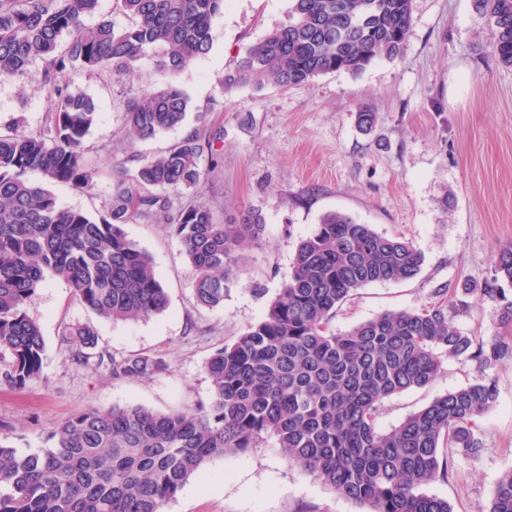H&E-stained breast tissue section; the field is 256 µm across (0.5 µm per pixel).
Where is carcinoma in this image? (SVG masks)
Here are the masks:
<instances>
[{"instance_id": "1", "label": "carcinoma", "mask_w": 512, "mask_h": 512, "mask_svg": "<svg viewBox=\"0 0 512 512\" xmlns=\"http://www.w3.org/2000/svg\"><path fill=\"white\" fill-rule=\"evenodd\" d=\"M491 24V48L512 67V0H472ZM129 19L117 28L94 26L98 0H0V79L24 76L47 61L54 95L49 137L17 128L0 133V386L22 387L42 377L47 360L40 325L27 313L46 277L66 280L80 304L114 321L162 314L168 297L151 255L128 239L123 224L137 215L168 224L193 270L194 294L206 307L224 302L238 250L262 223L219 224L203 204L171 215L166 200L119 181L112 207L90 217L65 209L48 188L92 185L83 142L97 105L73 87L79 69L126 74L147 50L159 56L161 86L128 103L131 138L145 140L181 126L189 99L174 76L207 55L212 21L224 0H117ZM413 27V0H291L288 20L270 29L224 75L228 88L269 83L308 84L343 72L357 75L381 59L403 56ZM202 147L191 135L140 165L135 180L162 189L200 184ZM39 171L44 182L28 179ZM421 255L399 239L332 211L295 251L292 272L265 318L205 364L206 404L158 412L140 404L89 407L59 424L50 445L20 452L0 442V512H163L204 465L218 456L276 438L288 461L369 512H452L424 491L446 479L460 459L480 451L475 421L497 400L484 377L447 392L382 433L380 404L431 384L444 359L466 355L486 369L512 361V336L485 340L465 334L448 314L446 298L419 310L388 311L338 333L336 309L358 289L414 278ZM512 247L497 252L484 292L503 301L512 323ZM72 357L109 362L115 378H146L162 361H116L92 353L88 324L69 330ZM490 512H512V470L497 482Z\"/></svg>"}]
</instances>
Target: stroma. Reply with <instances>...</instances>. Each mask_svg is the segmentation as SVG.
<instances>
[{"mask_svg": "<svg viewBox=\"0 0 512 512\" xmlns=\"http://www.w3.org/2000/svg\"><path fill=\"white\" fill-rule=\"evenodd\" d=\"M289 6L290 0H225L210 53L175 77L190 101L184 123L147 140L129 139L125 109L157 87L153 53L142 56L129 76L108 68L74 74L75 86L98 107L83 143L85 162L97 176L87 191L52 184L63 207L93 217L107 212L120 176L134 175L145 159L188 135L204 138L219 129L222 141L202 152V184L164 195L175 210L204 204L222 224L239 223L250 211L262 222L215 308L196 303L179 239L151 217L123 229L153 258L168 295L162 314L106 321L79 304L63 280L46 278L27 308L46 340V366L25 387H0V442L22 452L45 447L57 425L91 406L137 403L165 413L208 402L206 361L263 318L288 277L298 242L331 211L404 239L423 259L410 280L360 288L337 310L336 331L388 310L420 309L444 288L463 331L486 339L512 336V325L500 321L499 297L484 290L496 252L512 244V68L493 57L487 20L472 0H414L413 30L401 58L291 88H225V73L248 46L286 21ZM44 69L37 60L21 79L0 81V131H50L54 112ZM366 106L378 114L368 134L356 122ZM75 324L94 326L105 355L157 357L164 371L115 378L76 362L67 336ZM484 372L494 379L498 398L477 421L482 451L427 488L448 500L453 512H489L499 478L512 470V362L485 371L476 360L448 358L432 384L386 399L376 417L378 429L389 430ZM164 512L367 509L301 472L269 438L245 453L211 459Z\"/></svg>", "mask_w": 512, "mask_h": 512, "instance_id": "obj_1", "label": "stroma"}]
</instances>
